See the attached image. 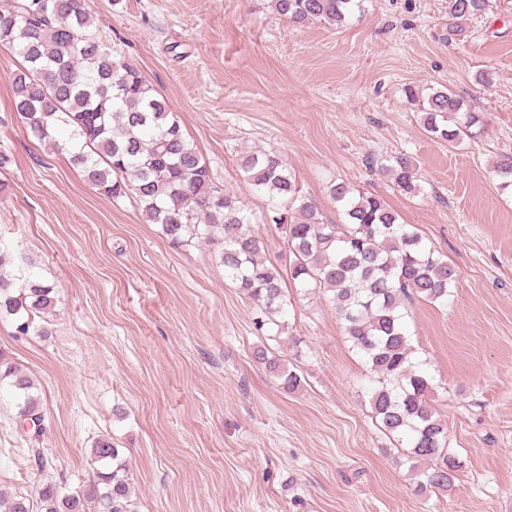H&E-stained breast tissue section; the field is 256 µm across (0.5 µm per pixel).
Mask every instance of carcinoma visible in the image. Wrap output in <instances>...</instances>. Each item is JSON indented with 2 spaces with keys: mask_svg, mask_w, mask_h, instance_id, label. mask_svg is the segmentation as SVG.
<instances>
[{
  "mask_svg": "<svg viewBox=\"0 0 512 512\" xmlns=\"http://www.w3.org/2000/svg\"><path fill=\"white\" fill-rule=\"evenodd\" d=\"M272 9L296 24L346 21L353 0H270ZM487 0H453L449 34L481 13ZM19 58L12 80V108L27 132L41 144L67 153L83 180L113 200L131 199L145 221L162 225L171 244L192 240L218 242L224 276L268 315L285 305L283 284L328 296L344 323L353 348L369 365L374 387L372 415L407 457L427 463L418 473L422 489L446 492L461 462L448 450V429L430 403L431 378L414 361L415 349L405 319L406 303L420 299L448 305L456 285L455 267L421 235L399 221L376 194L345 182L332 183L330 196L344 214L329 224L316 203L301 194L296 176L273 152L247 153L241 168L246 180L265 193L270 222L288 247V271L266 258L264 243L251 230L240 201L214 185L196 146L184 134L169 102L141 71L112 54L85 0H8L0 6V47ZM420 111L423 130L433 139L456 145L487 125L486 113L466 105L444 88L423 93L406 89ZM399 191L419 193L415 168L403 156L380 165ZM499 189H512V158L495 166ZM0 250V318L25 312L48 314L54 289L38 280L18 284ZM286 390L299 376L280 369L266 352L256 353ZM10 379L18 415L35 426L42 414L34 381L0 357V380ZM97 480L75 494L63 495L46 483L38 491L45 512H136L126 465L110 438L90 449ZM6 512H31L30 500L0 491Z\"/></svg>",
  "mask_w": 512,
  "mask_h": 512,
  "instance_id": "cac0c4a2",
  "label": "carcinoma"
}]
</instances>
